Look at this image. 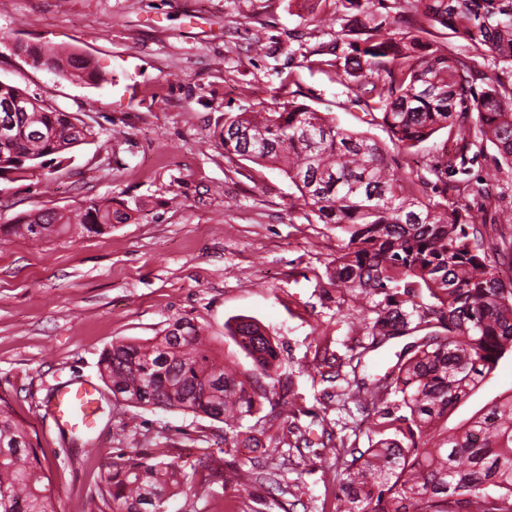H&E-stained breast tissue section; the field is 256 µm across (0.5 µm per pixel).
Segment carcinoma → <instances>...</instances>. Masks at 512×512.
Wrapping results in <instances>:
<instances>
[{
  "label": "carcinoma",
  "instance_id": "obj_1",
  "mask_svg": "<svg viewBox=\"0 0 512 512\" xmlns=\"http://www.w3.org/2000/svg\"><path fill=\"white\" fill-rule=\"evenodd\" d=\"M382 0H337L347 46L336 81L363 91L369 127L387 131L389 152L367 130L343 127L304 103L265 100L228 112L219 133L224 153L272 164L299 192L298 200L340 242L331 273L341 303L361 306L372 341L422 332L414 351L380 377L353 378V394L372 405L380 438L351 461L337 486L340 512H512V392L502 394L454 431L433 442L439 423L477 393L499 362L512 356V288L502 263L485 245L497 236L496 217L473 209L488 179L512 169V0H402L404 28L373 10ZM36 63L64 79L103 83L90 59L54 47L25 48ZM27 99L0 135V179L25 180L32 167L58 168L95 132L73 113L0 84L5 104ZM423 176L401 167L399 154L441 130ZM496 167L470 178L484 145ZM136 200L118 207L95 199L75 214H30L0 233L34 242L100 234L140 218ZM255 369L270 375L278 347L251 319L232 329ZM215 336L179 318L144 343L115 341L100 358L111 393L144 410H178L223 423L225 453L249 441L242 420L272 401L212 355ZM43 449L27 423L0 398V512H57ZM212 476L203 454L188 473L171 456L119 453L106 463L104 485L87 512H166L168 500Z\"/></svg>",
  "mask_w": 512,
  "mask_h": 512
}]
</instances>
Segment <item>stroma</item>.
Segmentation results:
<instances>
[{
	"mask_svg": "<svg viewBox=\"0 0 512 512\" xmlns=\"http://www.w3.org/2000/svg\"><path fill=\"white\" fill-rule=\"evenodd\" d=\"M339 28L335 0L302 18L295 0H0V82L96 132L49 177L1 180L0 225L92 198L145 205L99 235L0 241V396L45 451L58 512H85L114 452L167 451L188 468L206 448L226 472L246 459L263 472L288 467L277 488L210 479L168 512H336L346 449L376 435L367 404L330 365L371 338L359 310L338 304L335 231L297 204L278 168L228 157L218 134L225 113L286 90L358 126L364 103L313 63L335 58ZM24 45L68 47L107 80L62 79ZM241 316L276 339L281 363L258 378L279 403L243 420L253 440L238 453L223 454L222 423L133 407L119 415L105 388L88 453L46 407L67 384L99 383L112 342L145 341L182 317L216 337L240 378L255 376L228 331Z\"/></svg>",
	"mask_w": 512,
	"mask_h": 512,
	"instance_id": "1",
	"label": "stroma"
}]
</instances>
